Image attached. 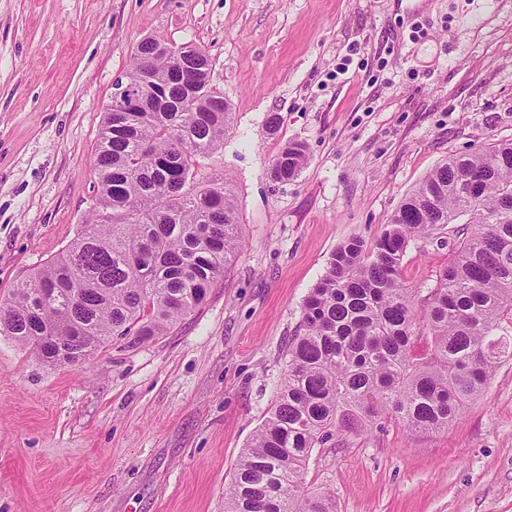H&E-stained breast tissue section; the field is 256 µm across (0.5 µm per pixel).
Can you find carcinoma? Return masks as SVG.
<instances>
[{"label":"carcinoma","mask_w":512,"mask_h":512,"mask_svg":"<svg viewBox=\"0 0 512 512\" xmlns=\"http://www.w3.org/2000/svg\"><path fill=\"white\" fill-rule=\"evenodd\" d=\"M195 50L142 40L126 80L161 91L104 115L91 224L0 300V335L54 366H77L112 344L165 336L200 307L241 251L229 178L200 159L224 150L233 112ZM183 62H178V59ZM290 143L271 176L306 162ZM465 218L417 308L405 288L409 245ZM512 142L451 154L406 194L371 244L353 237L331 254L286 349L288 374L241 449L224 512H335L302 485L315 448L337 430L381 417L411 432L448 429L512 358ZM426 336L428 353L414 341Z\"/></svg>","instance_id":"1"}]
</instances>
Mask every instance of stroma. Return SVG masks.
Here are the masks:
<instances>
[{
  "label": "stroma",
  "mask_w": 512,
  "mask_h": 512,
  "mask_svg": "<svg viewBox=\"0 0 512 512\" xmlns=\"http://www.w3.org/2000/svg\"><path fill=\"white\" fill-rule=\"evenodd\" d=\"M148 37L212 60L234 120L210 165L243 247L135 348L63 368L0 336V512H224L333 250L374 241L448 155L512 141V0H0V298L83 230L104 110ZM292 142L307 162L275 182ZM450 257L408 247L416 306ZM304 491L336 512H512V358L445 431L334 434Z\"/></svg>",
  "instance_id": "1"
}]
</instances>
